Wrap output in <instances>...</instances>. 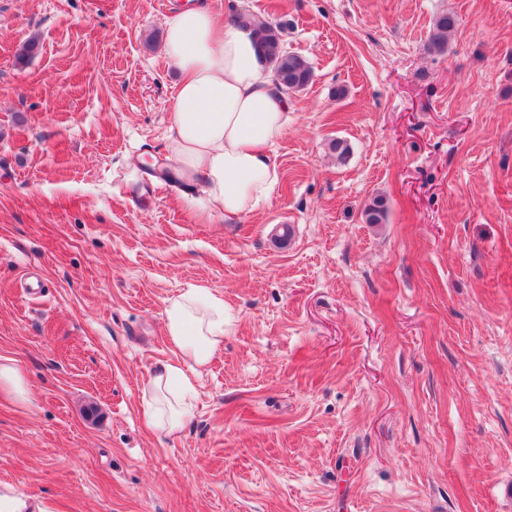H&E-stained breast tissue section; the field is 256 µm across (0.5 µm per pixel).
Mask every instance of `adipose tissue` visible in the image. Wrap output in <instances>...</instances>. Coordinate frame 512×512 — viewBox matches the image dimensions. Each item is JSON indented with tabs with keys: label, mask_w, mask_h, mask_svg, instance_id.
Returning a JSON list of instances; mask_svg holds the SVG:
<instances>
[{
	"label": "adipose tissue",
	"mask_w": 512,
	"mask_h": 512,
	"mask_svg": "<svg viewBox=\"0 0 512 512\" xmlns=\"http://www.w3.org/2000/svg\"><path fill=\"white\" fill-rule=\"evenodd\" d=\"M166 60L181 74L166 153L182 179L201 186L206 214L253 211L277 183L269 147L295 121L273 83L253 31L224 24L199 0L168 23ZM165 333L174 357L148 375L145 417L157 431H176L193 409L196 381L224 346L233 316L221 295L193 286L169 299Z\"/></svg>",
	"instance_id": "ef3b65f1"
}]
</instances>
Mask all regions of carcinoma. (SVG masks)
Wrapping results in <instances>:
<instances>
[{
    "label": "carcinoma",
    "instance_id": "1",
    "mask_svg": "<svg viewBox=\"0 0 512 512\" xmlns=\"http://www.w3.org/2000/svg\"><path fill=\"white\" fill-rule=\"evenodd\" d=\"M257 34L266 49L267 63L280 90L285 94H293L304 90L312 83L314 71L309 61L302 55L281 49L280 29L264 21H256ZM457 25V17L442 12L435 18L428 34V49L435 53L448 50V38ZM385 202L375 198L366 207V222L379 224L385 218Z\"/></svg>",
    "mask_w": 512,
    "mask_h": 512
}]
</instances>
